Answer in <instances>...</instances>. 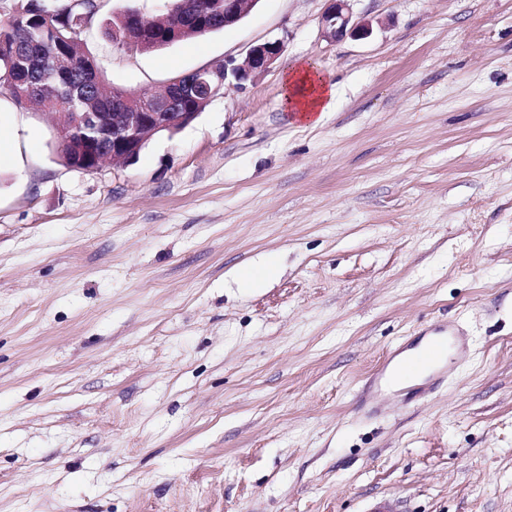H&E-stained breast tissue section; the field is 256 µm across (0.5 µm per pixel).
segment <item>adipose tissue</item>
Returning <instances> with one entry per match:
<instances>
[{
  "mask_svg": "<svg viewBox=\"0 0 512 512\" xmlns=\"http://www.w3.org/2000/svg\"><path fill=\"white\" fill-rule=\"evenodd\" d=\"M336 96V87L317 69L301 65L288 71L285 99L293 111L308 123L319 121Z\"/></svg>",
  "mask_w": 512,
  "mask_h": 512,
  "instance_id": "obj_1",
  "label": "adipose tissue"
}]
</instances>
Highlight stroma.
<instances>
[{"mask_svg":"<svg viewBox=\"0 0 512 512\" xmlns=\"http://www.w3.org/2000/svg\"><path fill=\"white\" fill-rule=\"evenodd\" d=\"M328 7L259 0L145 54L98 18L134 91L285 45L126 165L66 167L0 87V512H512V0H352L370 33L338 41ZM300 64L336 86L315 124L285 103ZM448 320V379L365 391ZM277 273V264L274 258L261 267H241L239 278L248 288H260ZM401 349L390 351L382 363L381 368L374 374L369 381V389H386L388 386L387 375L391 370H396L401 366L402 361L398 360Z\"/></svg>","mask_w":512,"mask_h":512,"instance_id":"obj_1","label":"stroma"}]
</instances>
